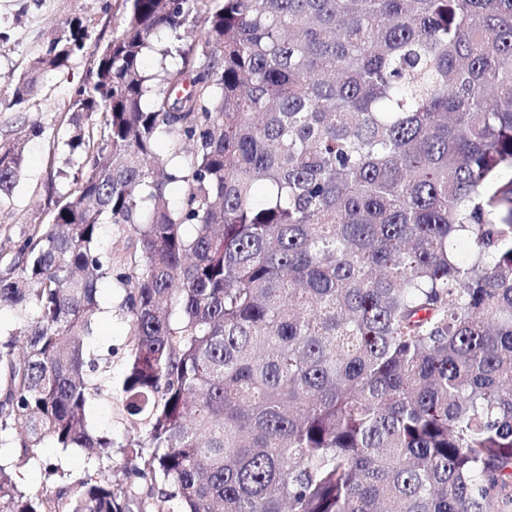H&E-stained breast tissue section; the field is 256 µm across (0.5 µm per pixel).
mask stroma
<instances>
[{
  "label": "stroma",
  "mask_w": 512,
  "mask_h": 512,
  "mask_svg": "<svg viewBox=\"0 0 512 512\" xmlns=\"http://www.w3.org/2000/svg\"><path fill=\"white\" fill-rule=\"evenodd\" d=\"M122 12V0H0V32L8 41L0 52V143L24 140V165L21 178L9 201L0 205V251L13 250L32 232L35 225L48 220V183L52 174L65 169L67 153L63 142L68 125L66 112L74 85L88 74L93 65L97 43L111 39ZM77 18L88 26L83 55L72 63L68 74L49 82L37 100L23 111L9 109L19 76L29 68L41 47L65 20ZM37 123L40 136L24 138L28 124ZM102 312L92 343L115 348L112 380L120 382L127 366L128 338L124 318L115 311L120 300L116 288L102 287ZM40 463H31L19 471L17 481L26 491L45 487V465H61L71 478L87 474L84 455L76 450L62 452L43 448Z\"/></svg>",
  "instance_id": "obj_1"
}]
</instances>
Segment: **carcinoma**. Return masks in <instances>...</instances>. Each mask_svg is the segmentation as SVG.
<instances>
[{"mask_svg":"<svg viewBox=\"0 0 512 512\" xmlns=\"http://www.w3.org/2000/svg\"><path fill=\"white\" fill-rule=\"evenodd\" d=\"M70 109L75 172L0 266V512H512V0H124ZM22 165L0 144V201ZM48 444L97 475L20 490ZM99 294L103 312L99 315L94 335L90 337V341L103 347L112 345V348H115L117 353L112 356V381L114 384H118L126 373L128 351L126 322L116 310L120 292L117 288L105 286L102 287ZM116 405L112 407L106 400L94 401L88 409V419L90 425L96 430H104L112 433V439L115 446L124 444L127 439L133 436L132 432L118 419Z\"/></svg>","mask_w":512,"mask_h":512,"instance_id":"obj_1","label":"carcinoma"}]
</instances>
